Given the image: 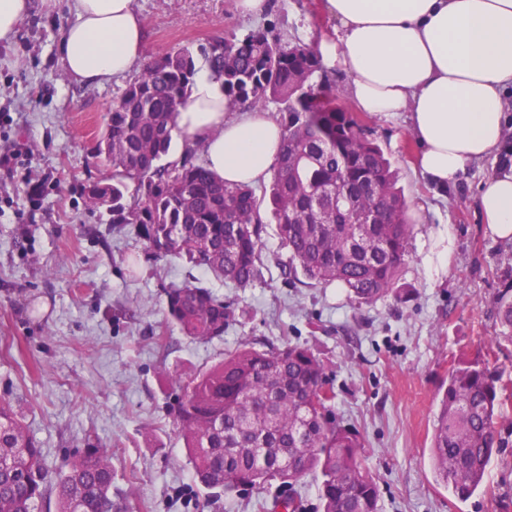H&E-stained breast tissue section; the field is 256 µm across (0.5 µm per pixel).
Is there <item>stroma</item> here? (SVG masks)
I'll list each match as a JSON object with an SVG mask.
<instances>
[{
	"label": "stroma",
	"instance_id": "obj_1",
	"mask_svg": "<svg viewBox=\"0 0 512 512\" xmlns=\"http://www.w3.org/2000/svg\"><path fill=\"white\" fill-rule=\"evenodd\" d=\"M321 2L270 0L252 18L236 12L235 0H135L148 60L260 25L315 45L334 39L336 22ZM69 20L33 0L16 35L0 41V146L27 148L11 176L0 174V399L22 413L48 460L90 441L111 449L129 512H258L254 493L198 510L203 492L167 405L176 378L244 345L288 341L324 361L336 419L363 441L361 463L380 485L381 512H512V345L497 361L509 395L498 424L505 446L483 489L456 500L436 484L430 454L449 368L483 356L499 331L494 302L512 269V243L487 233L477 207L494 159L440 189L415 171L419 146L404 118H368L414 223L397 290L359 305L340 285L285 280L288 250L270 223L254 285L211 284L235 322L223 339L192 341L167 322L160 291L203 272L147 253L132 225L113 223L80 194L87 178L112 174L97 145L127 81H72L56 55Z\"/></svg>",
	"mask_w": 512,
	"mask_h": 512
}]
</instances>
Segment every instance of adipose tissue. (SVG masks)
Masks as SVG:
<instances>
[{"label": "adipose tissue", "instance_id": "ef3b65f1", "mask_svg": "<svg viewBox=\"0 0 512 512\" xmlns=\"http://www.w3.org/2000/svg\"><path fill=\"white\" fill-rule=\"evenodd\" d=\"M67 9L57 56L79 84L101 86L143 63L144 29L134 0H42ZM336 38L323 63L349 77L348 94L369 114H405L420 147L417 169L432 184L457 183L504 138L512 92V0H324ZM187 149H201L217 179L255 185L283 137L267 112L231 107L210 70L196 73L176 117ZM489 234L512 242V168L488 177L477 198Z\"/></svg>", "mask_w": 512, "mask_h": 512}]
</instances>
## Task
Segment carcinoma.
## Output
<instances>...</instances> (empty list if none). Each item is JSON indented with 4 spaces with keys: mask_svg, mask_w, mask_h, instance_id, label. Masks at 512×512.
<instances>
[{
    "mask_svg": "<svg viewBox=\"0 0 512 512\" xmlns=\"http://www.w3.org/2000/svg\"><path fill=\"white\" fill-rule=\"evenodd\" d=\"M199 56L223 81L230 105L279 106L284 133L267 208L253 188L218 180L188 155L161 163ZM99 149L112 158V179L88 180L82 194L111 213L112 223L136 225L157 258H183L223 283L250 287L260 275L269 215L288 249L285 279L338 283L359 304L398 287L412 236L403 190L364 119L326 78L320 54L300 39L262 26L150 60L113 99ZM498 167H512L510 130ZM359 211L374 213V222L353 223ZM162 304L193 340L221 339L231 323L224 296L194 281L165 288ZM496 305L499 334L483 358L449 368L434 423V479L461 502L484 486L502 446L504 387L490 364L512 343V284ZM334 400L323 360L304 344L285 342L238 348L178 381L168 415L209 497L275 484L273 505L263 507L300 512L295 485L314 473L321 477L319 512H380L378 482L360 462L363 442L336 421ZM113 480L112 449L91 446L50 464L14 406L0 399V512H41L51 499L55 512H126Z\"/></svg>",
    "mask_w": 512,
    "mask_h": 512,
    "instance_id": "obj_1",
    "label": "carcinoma"
}]
</instances>
